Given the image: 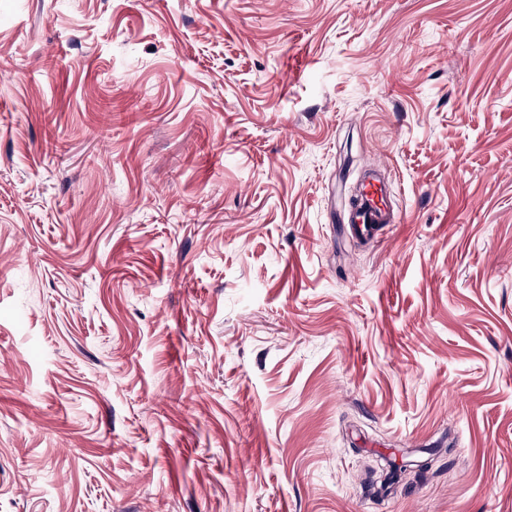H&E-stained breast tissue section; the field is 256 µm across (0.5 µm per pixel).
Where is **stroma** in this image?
I'll return each mask as SVG.
<instances>
[{
    "mask_svg": "<svg viewBox=\"0 0 512 512\" xmlns=\"http://www.w3.org/2000/svg\"><path fill=\"white\" fill-rule=\"evenodd\" d=\"M0 512H512V0H0ZM359 203L346 216V224L353 235L372 238L377 231L400 222L398 213L391 202L387 184L378 177L369 178L360 191Z\"/></svg>",
    "mask_w": 512,
    "mask_h": 512,
    "instance_id": "stroma-1",
    "label": "stroma"
}]
</instances>
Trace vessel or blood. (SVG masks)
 Instances as JSON below:
<instances>
[{"mask_svg": "<svg viewBox=\"0 0 512 512\" xmlns=\"http://www.w3.org/2000/svg\"><path fill=\"white\" fill-rule=\"evenodd\" d=\"M399 221L400 215L391 202L389 188L377 177L364 183L358 205L346 216L352 234L364 238L374 237L380 228Z\"/></svg>", "mask_w": 512, "mask_h": 512, "instance_id": "b4317fda", "label": "vessel or blood"}]
</instances>
